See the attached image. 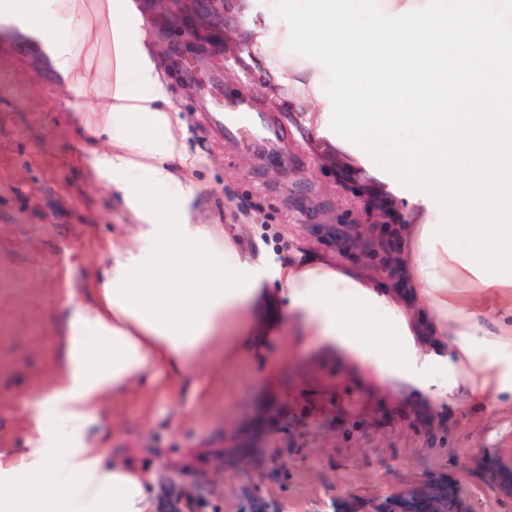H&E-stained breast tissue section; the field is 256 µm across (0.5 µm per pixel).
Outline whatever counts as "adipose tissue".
Returning a JSON list of instances; mask_svg holds the SVG:
<instances>
[{"instance_id":"ef3b65f1","label":"adipose tissue","mask_w":512,"mask_h":512,"mask_svg":"<svg viewBox=\"0 0 512 512\" xmlns=\"http://www.w3.org/2000/svg\"><path fill=\"white\" fill-rule=\"evenodd\" d=\"M271 2L233 0L240 40L262 63L270 93L288 98L310 125L321 127L327 104L314 85L330 79L324 68L284 52L285 27L267 24L263 12ZM54 3L19 0L16 9L41 16V37L59 48L56 67L85 84L88 75L54 21ZM128 69V79L102 107L116 115L137 112L141 131L122 139L108 165L123 174L139 158L149 163L151 185H170L172 175L155 160L179 148L172 139L158 144L155 131L171 120L150 108L163 85L140 57H131ZM139 196L149 223L139 246L113 249L99 304L70 303L57 338L56 377L28 409L27 446L16 456L0 455V512H152L151 474L128 460L105 463V449L90 445L85 430L108 396L163 375H197L205 348L228 324L243 338L241 346L225 350L228 364L241 349H261L286 311L297 322L296 342L316 338L327 354L349 358L379 384L407 385L446 400L466 386L468 375L496 366L500 389L512 391V361L482 358L492 331L467 315L474 298L512 309V283H483L443 247L427 251L423 230L437 219L427 203L406 202L401 243L407 280L430 310L426 321L340 263L299 251L271 270L232 242L212 247L198 225L161 223L155 199L144 190ZM273 281L280 296L266 289ZM426 336L459 337L461 360L441 345L423 350Z\"/></svg>"}]
</instances>
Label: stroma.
Masks as SVG:
<instances>
[{
    "label": "stroma",
    "mask_w": 512,
    "mask_h": 512,
    "mask_svg": "<svg viewBox=\"0 0 512 512\" xmlns=\"http://www.w3.org/2000/svg\"><path fill=\"white\" fill-rule=\"evenodd\" d=\"M76 0L92 28L72 26L70 45L95 75L97 89L60 79L52 55L14 57L0 48V452L24 448L27 403L52 383L56 336L69 300L91 303L107 277L113 245L134 246L143 222L135 185L146 170L118 179L103 164L117 151L112 121L94 111L136 48H144L165 89L153 110L168 113L180 153L164 167L184 187L178 210L201 224L215 245L232 240L268 265L306 250L337 252L312 238L311 224L348 221L337 168L348 155L305 124L286 101H264L261 66L243 56L227 0H203L181 23L168 12H125ZM197 39H189V29ZM196 52L202 81L182 84L169 66L172 43ZM231 92L268 113L278 158L223 143L200 129L198 96ZM291 332L272 337L261 357L224 364L231 337L204 353V393L189 378L165 376L108 398L87 429L108 458L152 470L153 512L182 494L205 499L206 512H242L259 487L280 512H332L336 501L364 500L417 480L460 481L470 512H512V495L493 484L490 464H512V394L494 387L439 403L372 378L328 357L319 344L288 348ZM278 362L276 373L265 365Z\"/></svg>",
    "instance_id": "35a3bbf8"
}]
</instances>
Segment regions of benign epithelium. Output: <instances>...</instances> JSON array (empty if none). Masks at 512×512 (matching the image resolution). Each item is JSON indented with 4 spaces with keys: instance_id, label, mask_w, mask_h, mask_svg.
<instances>
[{
    "instance_id": "obj_1",
    "label": "benign epithelium",
    "mask_w": 512,
    "mask_h": 512,
    "mask_svg": "<svg viewBox=\"0 0 512 512\" xmlns=\"http://www.w3.org/2000/svg\"><path fill=\"white\" fill-rule=\"evenodd\" d=\"M170 13L189 16L198 0H163ZM339 181L356 199L360 216L347 224H309L308 232L332 245L344 258L369 267L381 275V281L395 291L401 290L400 254L396 241L402 233L400 208L388 193L365 190L367 180L359 172L342 173ZM460 484L446 478L414 482L388 496H375L363 504L346 500L336 504L335 512H456ZM247 512H279L276 503L252 491L246 498Z\"/></svg>"
}]
</instances>
